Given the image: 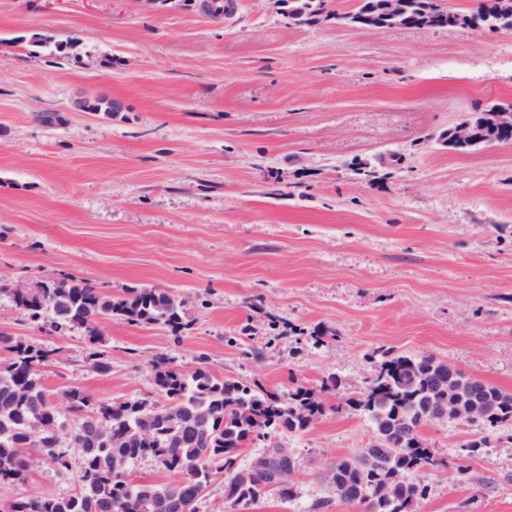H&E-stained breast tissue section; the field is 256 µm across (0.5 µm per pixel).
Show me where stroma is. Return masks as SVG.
<instances>
[{"instance_id": "stroma-1", "label": "stroma", "mask_w": 512, "mask_h": 512, "mask_svg": "<svg viewBox=\"0 0 512 512\" xmlns=\"http://www.w3.org/2000/svg\"><path fill=\"white\" fill-rule=\"evenodd\" d=\"M0 0V284L63 274L121 296L173 291L186 329L103 322L42 367L60 391L154 398L156 358L280 394L337 375L363 390L378 348L430 354L512 393V143L442 136L512 104V29H369L358 0L294 19L292 0ZM68 42L71 56L55 46ZM112 111L74 108L78 95ZM59 115L57 126L35 121ZM457 420L422 429L438 461L416 512H512V423L459 459ZM373 439L361 412L279 433L292 495L248 512H348L325 479ZM0 503L67 495L75 471L30 451Z\"/></svg>"}]
</instances>
